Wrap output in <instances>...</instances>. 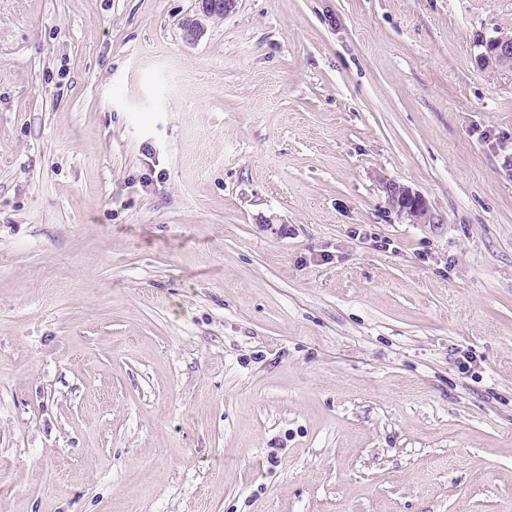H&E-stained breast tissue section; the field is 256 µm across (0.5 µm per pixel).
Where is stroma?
<instances>
[{"mask_svg": "<svg viewBox=\"0 0 512 512\" xmlns=\"http://www.w3.org/2000/svg\"><path fill=\"white\" fill-rule=\"evenodd\" d=\"M500 34L512 0H0V512H512ZM382 184L388 204L398 216L411 224L433 222L434 215L426 199L419 192L396 182L385 181Z\"/></svg>", "mask_w": 512, "mask_h": 512, "instance_id": "stroma-1", "label": "stroma"}]
</instances>
